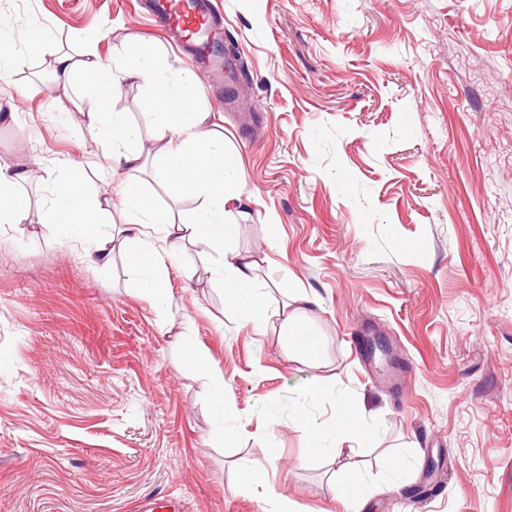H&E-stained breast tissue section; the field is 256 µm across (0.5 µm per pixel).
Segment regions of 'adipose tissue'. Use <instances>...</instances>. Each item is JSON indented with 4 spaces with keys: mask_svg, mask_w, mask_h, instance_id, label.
<instances>
[{
    "mask_svg": "<svg viewBox=\"0 0 512 512\" xmlns=\"http://www.w3.org/2000/svg\"><path fill=\"white\" fill-rule=\"evenodd\" d=\"M51 69L62 87L79 79L85 127L106 147L114 170L123 171L124 177L112 195L91 190L75 173L54 179L46 203L47 226L63 229L65 239L88 241L87 258L103 268L110 264L115 247L125 248L142 294L155 301L163 298L167 273L179 263L182 243L202 240L212 251L214 267L224 276L226 299L245 322L260 327L277 321L295 335H303L299 322L303 299L270 305L256 277L262 255L241 256L224 249L226 207L243 195L245 187L238 177L237 155L224 144L223 127L214 122L212 113L186 102L193 82L173 84L165 66L142 60L134 52L110 65L88 50L79 62L59 54L52 59ZM126 81L152 90L148 101L155 122L151 149L139 144L137 129L112 106L117 87ZM150 156L161 163L174 195L204 199V208L186 221L162 215L134 178ZM154 224L164 231L159 246L147 232Z\"/></svg>",
    "mask_w": 512,
    "mask_h": 512,
    "instance_id": "ef3b65f1",
    "label": "adipose tissue"
}]
</instances>
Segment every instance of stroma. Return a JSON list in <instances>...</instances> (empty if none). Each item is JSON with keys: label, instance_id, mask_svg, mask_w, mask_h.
<instances>
[{"label": "stroma", "instance_id": "stroma-1", "mask_svg": "<svg viewBox=\"0 0 512 512\" xmlns=\"http://www.w3.org/2000/svg\"><path fill=\"white\" fill-rule=\"evenodd\" d=\"M138 2L0 0V53L28 48L0 80V169L28 205L0 224V512H264L237 485L257 461L289 512H336L348 474L318 439L343 395L364 512H512V0H217L233 77L198 107L246 187L225 248L265 254L270 303L308 297L313 361L241 321L201 242L157 303L125 253L103 269L42 227L66 163L102 190L109 166L54 101V55L134 43L201 75ZM149 95L113 100L147 146ZM137 179L174 216L202 205L155 164Z\"/></svg>", "mask_w": 512, "mask_h": 512}]
</instances>
